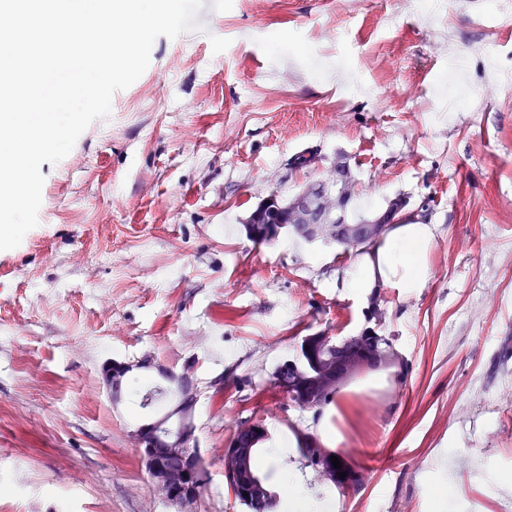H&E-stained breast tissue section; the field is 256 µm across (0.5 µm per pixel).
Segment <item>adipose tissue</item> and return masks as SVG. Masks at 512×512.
<instances>
[{
  "mask_svg": "<svg viewBox=\"0 0 512 512\" xmlns=\"http://www.w3.org/2000/svg\"><path fill=\"white\" fill-rule=\"evenodd\" d=\"M430 240L431 230L424 224H404L389 232L375 250L379 275L388 279L399 274L404 286L416 284L425 274L418 260Z\"/></svg>",
  "mask_w": 512,
  "mask_h": 512,
  "instance_id": "ef3b65f1",
  "label": "adipose tissue"
}]
</instances>
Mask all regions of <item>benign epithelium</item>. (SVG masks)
Returning <instances> with one entry per match:
<instances>
[{
	"mask_svg": "<svg viewBox=\"0 0 512 512\" xmlns=\"http://www.w3.org/2000/svg\"><path fill=\"white\" fill-rule=\"evenodd\" d=\"M355 181L347 162L338 159L327 179H317L288 196V203L280 205L277 194L265 197L245 220L249 236L256 239L262 235L272 241L284 235H298L308 245L335 244L350 255H360L368 245L378 239L392 224H398L410 215L406 197L397 195L390 199L388 208L378 214L354 221L350 217V201L354 197ZM301 349L304 368H289L284 390L290 400L302 407L314 408L323 399L336 391V379L348 369L349 364L359 359L373 366L380 356L379 340L370 330L359 336H351L341 342L331 336H313L305 340ZM176 395L174 404L195 405L197 387L193 376L187 372H166ZM103 385L109 397H122L123 376L107 367L102 374ZM260 426L251 422L239 425L233 443L224 449V475L231 490L241 495L250 485L247 461L253 444L259 436ZM141 458L150 475V487L168 488L163 499L176 507L178 512L188 508L199 499L202 485L196 479L199 468L197 444L194 430L180 428L175 434L164 437L159 433V424L148 422L132 433ZM167 442L176 447L191 463L190 482L181 485L173 479L161 456L165 449L160 444ZM308 465L325 476L336 475L330 454L322 448L306 449Z\"/></svg>",
	"mask_w": 512,
	"mask_h": 512,
	"instance_id": "benign-epithelium-1",
	"label": "benign epithelium"
}]
</instances>
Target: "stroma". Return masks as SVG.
<instances>
[{
	"label": "stroma",
	"mask_w": 512,
	"mask_h": 512,
	"mask_svg": "<svg viewBox=\"0 0 512 512\" xmlns=\"http://www.w3.org/2000/svg\"><path fill=\"white\" fill-rule=\"evenodd\" d=\"M71 152L42 163L44 222L0 251V512H175L131 433L142 370L113 403L106 362L190 367L207 486L195 512H247L224 450L258 423L333 512H512V0H204ZM310 153L307 168L291 166ZM347 159L363 211L426 204L411 288L363 255L243 221ZM378 336L364 372L319 408L270 383L307 337ZM366 474L356 485L350 470ZM296 450L299 453V457L302 460H305L306 462L308 459L307 462L309 467H311L318 473L323 474L324 476L335 477L336 468H334V465L330 460L331 455L326 453L323 448H305L306 456L301 446L296 448Z\"/></svg>",
	"instance_id": "stroma-1"
}]
</instances>
